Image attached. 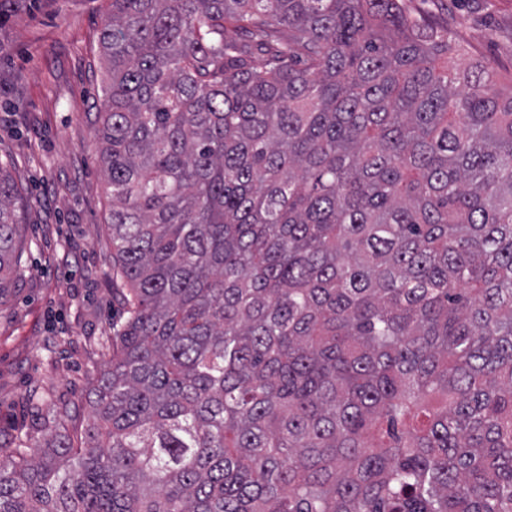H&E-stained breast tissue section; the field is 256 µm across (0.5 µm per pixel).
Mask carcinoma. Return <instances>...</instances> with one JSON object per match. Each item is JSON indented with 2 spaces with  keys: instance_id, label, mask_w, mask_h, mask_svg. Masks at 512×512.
Wrapping results in <instances>:
<instances>
[{
  "instance_id": "obj_1",
  "label": "carcinoma",
  "mask_w": 512,
  "mask_h": 512,
  "mask_svg": "<svg viewBox=\"0 0 512 512\" xmlns=\"http://www.w3.org/2000/svg\"><path fill=\"white\" fill-rule=\"evenodd\" d=\"M101 47L125 319L0 512H512V89L401 0H112Z\"/></svg>"
}]
</instances>
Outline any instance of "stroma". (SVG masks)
Listing matches in <instances>:
<instances>
[{
  "label": "stroma",
  "mask_w": 512,
  "mask_h": 512,
  "mask_svg": "<svg viewBox=\"0 0 512 512\" xmlns=\"http://www.w3.org/2000/svg\"><path fill=\"white\" fill-rule=\"evenodd\" d=\"M512 83V0H403ZM111 0H16L0 16V161L20 199L27 270L0 293V446L41 440L49 418L90 421L92 386L123 306L112 199L100 167L102 19Z\"/></svg>",
  "instance_id": "35a3bbf8"
}]
</instances>
